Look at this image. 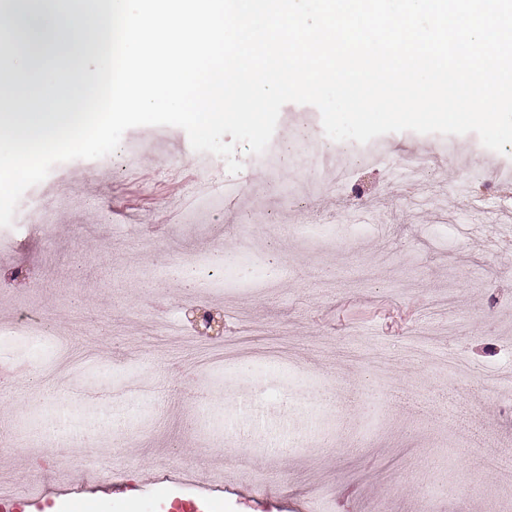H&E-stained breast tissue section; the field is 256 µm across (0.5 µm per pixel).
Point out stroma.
<instances>
[{"mask_svg":"<svg viewBox=\"0 0 512 512\" xmlns=\"http://www.w3.org/2000/svg\"><path fill=\"white\" fill-rule=\"evenodd\" d=\"M305 125L322 134L319 110L285 104L273 139ZM123 138L145 166L56 164L0 227V484L44 512H310L315 491L323 512H512L488 465L512 444V145L389 133L386 163L333 189L240 147L238 173L210 158L212 209L174 193L199 174L183 129ZM227 248L234 265L169 280ZM25 314L49 335L16 331ZM133 378L147 393L109 399Z\"/></svg>","mask_w":512,"mask_h":512,"instance_id":"1","label":"stroma"}]
</instances>
